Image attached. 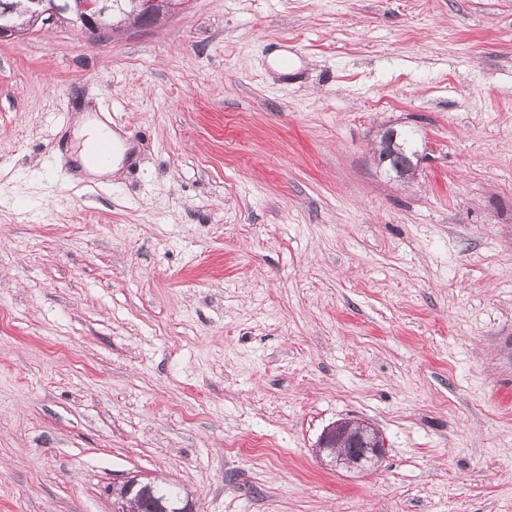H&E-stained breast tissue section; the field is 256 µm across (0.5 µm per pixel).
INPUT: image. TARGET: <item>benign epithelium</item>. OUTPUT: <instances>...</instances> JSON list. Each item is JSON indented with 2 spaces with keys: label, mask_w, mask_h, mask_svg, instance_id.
<instances>
[{
  "label": "benign epithelium",
  "mask_w": 512,
  "mask_h": 512,
  "mask_svg": "<svg viewBox=\"0 0 512 512\" xmlns=\"http://www.w3.org/2000/svg\"><path fill=\"white\" fill-rule=\"evenodd\" d=\"M38 17L56 18L68 14L73 24L88 38L100 40L112 27L106 12L100 9L98 0H76V8L61 9L56 0H33ZM385 448L383 437L366 423L340 421L327 428L316 445V455H329L338 467L364 471L374 466ZM137 478L131 477L122 483L124 498L117 512H139L138 498L134 497Z\"/></svg>",
  "instance_id": "obj_1"
}]
</instances>
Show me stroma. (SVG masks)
I'll list each match as a JSON object with an SVG mask.
<instances>
[{
  "mask_svg": "<svg viewBox=\"0 0 512 512\" xmlns=\"http://www.w3.org/2000/svg\"><path fill=\"white\" fill-rule=\"evenodd\" d=\"M93 118L132 154L74 189ZM344 418L369 471L315 453ZM138 474L194 512H512V0L0 39V512ZM386 137H390L391 141L395 137L394 149L384 153L387 149L383 147L380 150L379 163L385 165L389 171L395 174H398L400 169L411 167L416 153L412 150L413 138L411 133L392 128L384 132L382 141H385ZM383 448V437L367 423L340 421L324 431L316 445V455L333 457L338 467L364 471L381 458Z\"/></svg>",
  "mask_w": 512,
  "mask_h": 512,
  "instance_id": "stroma-1",
  "label": "stroma"
}]
</instances>
